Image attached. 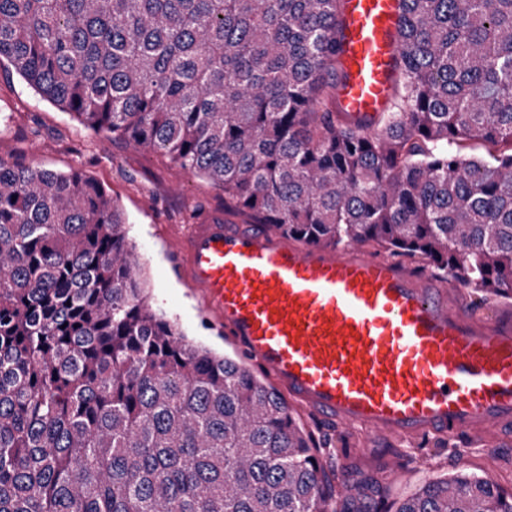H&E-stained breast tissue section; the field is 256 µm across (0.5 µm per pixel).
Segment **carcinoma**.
Segmentation results:
<instances>
[{"label":"carcinoma","mask_w":512,"mask_h":512,"mask_svg":"<svg viewBox=\"0 0 512 512\" xmlns=\"http://www.w3.org/2000/svg\"><path fill=\"white\" fill-rule=\"evenodd\" d=\"M343 5L0 0V71L256 224L512 299V0H402L391 104L356 121ZM137 267L95 180L0 158V512H334L281 394L153 312ZM397 512L512 497L443 476Z\"/></svg>","instance_id":"1"}]
</instances>
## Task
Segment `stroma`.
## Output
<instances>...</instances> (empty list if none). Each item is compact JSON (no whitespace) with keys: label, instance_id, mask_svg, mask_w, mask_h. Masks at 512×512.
<instances>
[{"label":"stroma","instance_id":"35a3bbf8","mask_svg":"<svg viewBox=\"0 0 512 512\" xmlns=\"http://www.w3.org/2000/svg\"><path fill=\"white\" fill-rule=\"evenodd\" d=\"M0 158L55 171L79 167L104 186L127 216L153 307L176 320L195 343L240 359L198 289L185 281L173 248L186 225L204 211L219 210L227 222L248 223L247 215L225 208L222 190L181 171L161 152L84 128L18 77L1 73ZM292 414L313 438L337 512H372L376 507L389 512L425 482L445 474L488 477L503 491H512V438L496 429L455 440L441 434L403 440L381 436L366 448L361 431L321 420L300 407Z\"/></svg>","mask_w":512,"mask_h":512}]
</instances>
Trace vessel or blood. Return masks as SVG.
<instances>
[{"mask_svg": "<svg viewBox=\"0 0 512 512\" xmlns=\"http://www.w3.org/2000/svg\"><path fill=\"white\" fill-rule=\"evenodd\" d=\"M401 0H345L341 111L386 109ZM174 249L245 357L321 419L400 439L512 425V320L477 322L395 261L189 225Z\"/></svg>", "mask_w": 512, "mask_h": 512, "instance_id": "obj_1", "label": "vessel or blood"}]
</instances>
